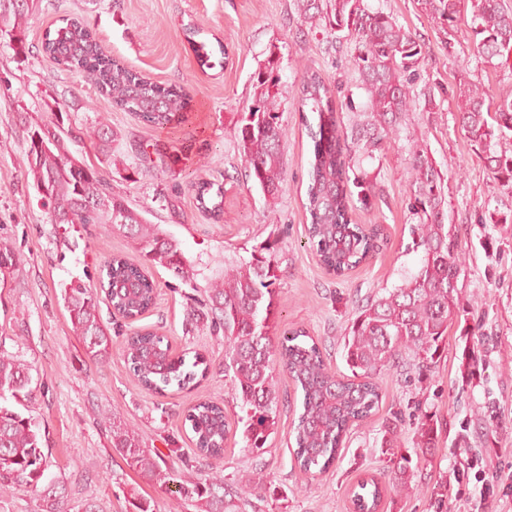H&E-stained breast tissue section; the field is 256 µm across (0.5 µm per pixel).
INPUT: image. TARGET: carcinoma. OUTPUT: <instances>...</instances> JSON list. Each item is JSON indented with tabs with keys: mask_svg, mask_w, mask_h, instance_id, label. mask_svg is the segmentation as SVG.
Returning a JSON list of instances; mask_svg holds the SVG:
<instances>
[{
	"mask_svg": "<svg viewBox=\"0 0 512 512\" xmlns=\"http://www.w3.org/2000/svg\"><path fill=\"white\" fill-rule=\"evenodd\" d=\"M467 4L469 28L484 61L490 63L511 51L512 11L502 9L498 0H419L421 10L448 34L458 28ZM297 7L304 21L321 16L356 43L352 65L367 94L360 120L346 132L340 128L331 88L315 73L301 81L300 105L316 115L305 204L307 238L321 266L341 277L380 250L378 228L352 222L353 197L365 201L369 186L350 182L351 153L355 150L370 157L399 130L410 111L422 48L390 15L370 9L364 0H333L325 5L322 0H297ZM36 8L37 0H0V31L6 30L10 40L18 42L14 47L18 53L26 49L22 35ZM43 49L57 65L83 73L112 105L142 123L174 128L184 121L190 100L180 87L154 82L108 55L83 21L62 20L54 32L46 33ZM256 85L259 98L240 121L237 146L248 178L264 193L276 196L284 184V132L273 106L275 80L260 71ZM457 109L462 130L481 148L488 167L512 184V154L497 151L505 132L512 131V97L494 99L477 85L465 86L459 91ZM78 140L79 135L59 122L28 125L26 174L35 190L45 188L40 200L47 208L48 223L55 229L63 224H105L149 247L143 263L114 256L105 262L97 284L72 282L62 288L73 329L89 354L102 357L111 338L99 316L98 292L105 294L115 314L134 322L155 300L148 265L164 266L188 285L192 278L179 243L163 236L159 225L148 223L123 198L112 195L100 171L73 154L69 143ZM411 170L409 205L417 219L411 234L413 246L423 249L422 264L402 284L357 309L344 342L350 374L333 372L318 344L308 342L302 329L272 339L275 268L271 259L254 252L248 259H228L224 273L210 283L211 323L214 331L224 333V372L244 413L240 421L249 448L263 450L277 423L276 361L301 394V409L293 422V457L301 470L312 475L326 472L336 462L351 428L378 411L382 394L376 378L383 370L406 352L422 364L434 362L439 343L459 312L458 239L455 226L445 223L446 173L422 146L412 152ZM194 191L197 208L222 221V188L198 182ZM125 361L142 387L161 396L171 388L191 387L198 373H206L195 371L206 364L202 355L194 353L188 370L186 356L173 358L167 338L149 330L127 337ZM31 382L30 367L0 348V400L8 394L29 396ZM184 421L201 456L215 461L224 458L229 422L223 405L200 401L187 411ZM389 433L385 453L393 484L388 487L378 478L359 482L353 499L356 512H379L388 488H408L409 458L394 451L395 429ZM417 434L421 452L434 454L438 440L433 425L420 423ZM112 448L143 476L163 483L169 479L143 448L138 434L120 422L112 423ZM46 467L41 437L30 419L0 406V491L30 488L39 493L40 512H66V488L43 484ZM261 487L259 478L229 491L224 477L215 472L191 482L186 496L196 499L201 512H246Z\"/></svg>",
	"mask_w": 512,
	"mask_h": 512,
	"instance_id": "obj_1",
	"label": "carcinoma"
}]
</instances>
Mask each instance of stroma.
Returning <instances> with one entry per match:
<instances>
[{
	"instance_id": "obj_1",
	"label": "stroma",
	"mask_w": 512,
	"mask_h": 512,
	"mask_svg": "<svg viewBox=\"0 0 512 512\" xmlns=\"http://www.w3.org/2000/svg\"><path fill=\"white\" fill-rule=\"evenodd\" d=\"M367 2L421 44L422 58L416 106L405 124L351 170L375 191L369 204L355 203L352 219L377 225L383 243L342 278L327 274L307 243L312 141L299 88L304 75L318 73L334 92L345 129L356 123L366 94L351 63L354 42L338 37L325 20L304 22L297 0H40L28 24L29 53L0 42V243L16 255L0 271V345L31 367L35 391L18 410L38 425L46 477L66 485L70 512H81L88 499L102 512H135L136 497L154 512H197L181 477L216 470L233 485L264 474L261 495L247 512H353L361 479L388 469L384 442L395 425L412 478L408 490L388 491L384 512H512V185L479 158L457 112L464 84L482 86L494 97L512 95V56L485 63L467 24L444 34L418 0ZM75 16L112 57L151 80L185 89L191 103L177 129L144 126L115 109L83 74L62 69L43 53L46 32ZM190 26L212 50V68L200 66L186 32ZM269 64L280 77L278 112L285 130V189L275 198L246 181L236 140L240 120L257 98L255 75ZM21 107L30 119L85 133L102 120L111 126V164L103 163L99 141L87 135L72 151L97 165L114 195L176 239L196 273L189 286L165 267L151 266L158 297L140 321L167 336L176 354L190 350L205 357L207 375L190 389L161 397L138 386L122 352L130 329L107 302L99 307L112 336L109 352L96 358L86 352L62 288L97 277L104 260L116 254L142 262L143 245L100 224L70 232L68 244L57 240L26 176ZM415 141L447 173L445 211L458 232L461 313L431 367L408 356L379 375L378 411L352 427L335 464L314 477L294 463L289 432L299 396L283 370L275 372L282 398L278 423L264 453L248 448L224 375V336L213 331L207 314V281L222 273L225 259L247 258L271 244L275 335L304 330L328 367L347 373L343 344L357 306L401 285L422 263V251L409 247V150ZM197 179L223 188V223L198 211L190 187ZM202 399L223 403L234 422L219 463L197 454L184 424L186 410ZM423 419L433 421L439 437L431 456L416 445ZM116 420L139 433L173 481L148 480L126 465L112 446Z\"/></svg>"
}]
</instances>
